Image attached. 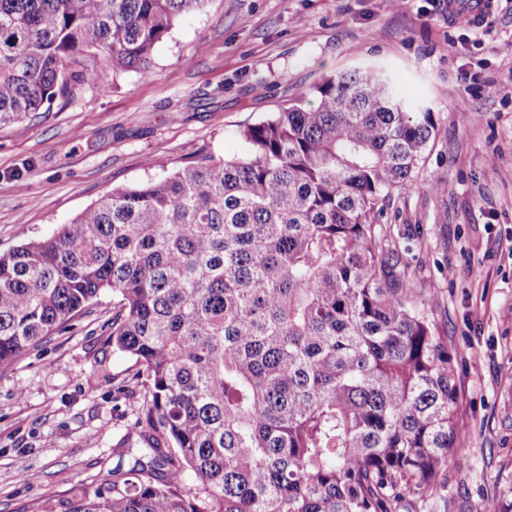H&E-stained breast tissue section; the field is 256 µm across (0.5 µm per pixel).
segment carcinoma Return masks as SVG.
I'll return each instance as SVG.
<instances>
[{"label":"carcinoma","instance_id":"1","mask_svg":"<svg viewBox=\"0 0 512 512\" xmlns=\"http://www.w3.org/2000/svg\"><path fill=\"white\" fill-rule=\"evenodd\" d=\"M206 0H0V128L151 74ZM434 113L379 71L326 77L203 155L0 253V372L112 294L147 448L20 512H417L458 444L448 342L374 223L413 186Z\"/></svg>","mask_w":512,"mask_h":512}]
</instances>
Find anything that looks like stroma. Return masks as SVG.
<instances>
[{
    "label": "stroma",
    "mask_w": 512,
    "mask_h": 512,
    "mask_svg": "<svg viewBox=\"0 0 512 512\" xmlns=\"http://www.w3.org/2000/svg\"><path fill=\"white\" fill-rule=\"evenodd\" d=\"M447 0H207L157 45L152 72L101 56L48 115L0 129V253L50 236L105 192L210 154L326 76L374 68L430 107L412 190L376 221L448 338L460 441L419 512H490L512 491V0L476 26ZM103 295L0 375V512L130 467L132 359L114 352Z\"/></svg>",
    "instance_id": "obj_1"
}]
</instances>
